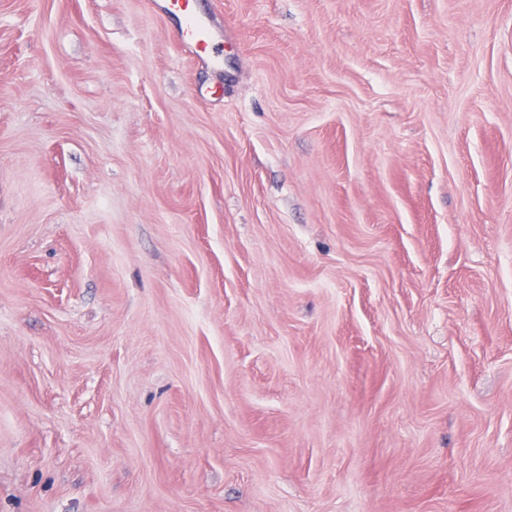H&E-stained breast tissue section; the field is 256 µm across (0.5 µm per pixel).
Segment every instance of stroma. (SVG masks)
Returning a JSON list of instances; mask_svg holds the SVG:
<instances>
[{
	"mask_svg": "<svg viewBox=\"0 0 512 512\" xmlns=\"http://www.w3.org/2000/svg\"><path fill=\"white\" fill-rule=\"evenodd\" d=\"M0 0V512H512V0ZM163 9L169 15L180 19L176 32V40L192 47L201 57L220 61L222 51H217L219 35L216 33L209 18L199 15L194 7L195 0H162Z\"/></svg>",
	"mask_w": 512,
	"mask_h": 512,
	"instance_id": "stroma-1",
	"label": "stroma"
}]
</instances>
